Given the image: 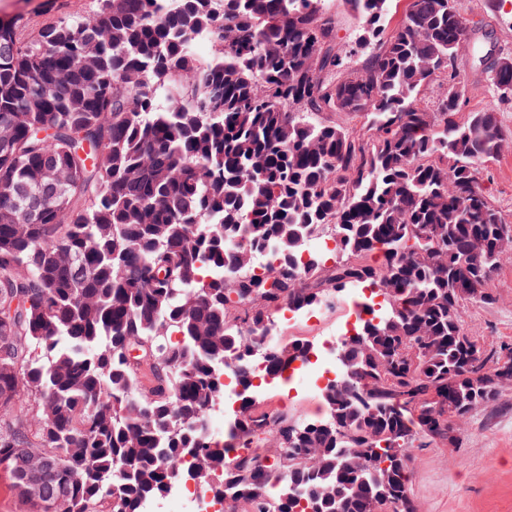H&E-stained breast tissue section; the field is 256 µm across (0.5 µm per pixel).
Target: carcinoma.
Here are the masks:
<instances>
[{"label":"carcinoma","mask_w":512,"mask_h":512,"mask_svg":"<svg viewBox=\"0 0 512 512\" xmlns=\"http://www.w3.org/2000/svg\"><path fill=\"white\" fill-rule=\"evenodd\" d=\"M96 2L26 42L0 20V471L26 512H140L189 479L241 512H416L405 448L450 440L448 403L493 402L512 355L473 369L461 323L512 258L479 179L512 66L491 63L496 102L463 116L457 0H408L389 34V0H341L361 23L355 72L326 0ZM327 231L343 258L299 265ZM270 245L282 262L255 271ZM356 283L385 305L340 342L351 378L324 415L252 396L209 433L221 372L250 391L280 312ZM308 349L267 345L268 370ZM18 448L40 464L34 493Z\"/></svg>","instance_id":"1"}]
</instances>
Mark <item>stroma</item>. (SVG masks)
Wrapping results in <instances>:
<instances>
[{
  "label": "stroma",
  "mask_w": 512,
  "mask_h": 512,
  "mask_svg": "<svg viewBox=\"0 0 512 512\" xmlns=\"http://www.w3.org/2000/svg\"><path fill=\"white\" fill-rule=\"evenodd\" d=\"M458 7L474 26L459 55L468 86L464 109L473 112L493 101L480 52L512 54V0L493 10L486 0H458ZM92 9L93 0H0V18L21 19L24 40L60 19L88 17ZM498 119L507 142L496 159L482 165L480 180L512 224V108ZM492 288L493 304H470L462 313L465 330L488 349L512 344V259L494 272ZM453 436L450 443L413 448L417 512H512V385L501 387L493 403L473 409Z\"/></svg>",
  "instance_id": "35a3bbf8"
}]
</instances>
